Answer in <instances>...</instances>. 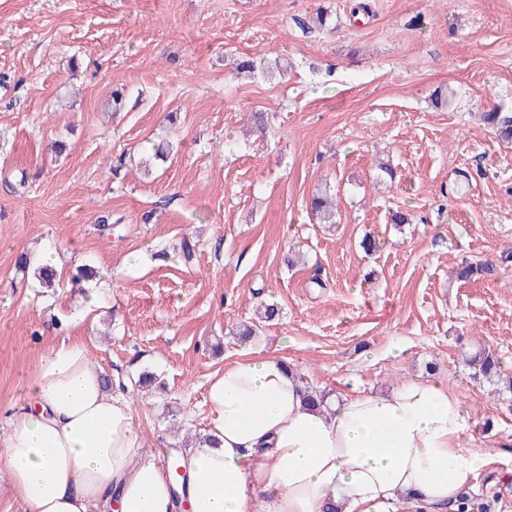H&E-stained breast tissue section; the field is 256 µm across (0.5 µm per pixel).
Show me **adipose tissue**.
<instances>
[{"label": "adipose tissue", "mask_w": 512, "mask_h": 512, "mask_svg": "<svg viewBox=\"0 0 512 512\" xmlns=\"http://www.w3.org/2000/svg\"><path fill=\"white\" fill-rule=\"evenodd\" d=\"M208 442L170 482L82 342L40 357L0 455L23 512H442L486 456L447 385L410 379L311 404L287 361L245 358L205 381Z\"/></svg>", "instance_id": "adipose-tissue-1"}]
</instances>
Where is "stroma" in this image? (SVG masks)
I'll return each mask as SVG.
<instances>
[{"mask_svg":"<svg viewBox=\"0 0 512 512\" xmlns=\"http://www.w3.org/2000/svg\"><path fill=\"white\" fill-rule=\"evenodd\" d=\"M368 2L354 23L353 0H0V433L64 339L128 387L162 457L206 436V377L236 360L286 359L337 399L430 375L490 456L474 493L512 512V392L464 363L488 349L512 374V143L479 119L512 113V0ZM278 55L282 80L233 72ZM326 186L332 224L308 207ZM48 243L50 290L17 266ZM465 258L496 270L459 281ZM81 265L98 278L74 283ZM261 303L279 318L239 339Z\"/></svg>","mask_w":512,"mask_h":512,"instance_id":"stroma-1","label":"stroma"}]
</instances>
